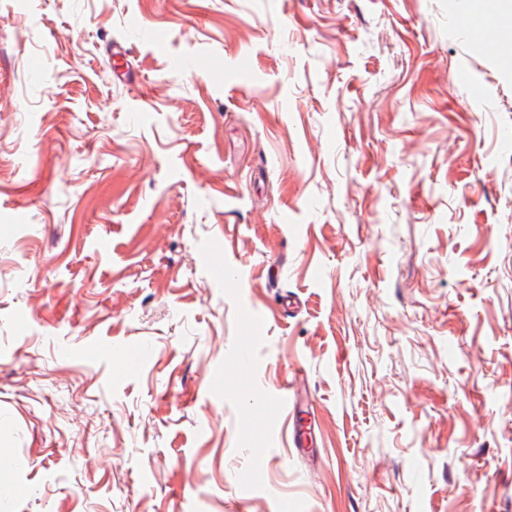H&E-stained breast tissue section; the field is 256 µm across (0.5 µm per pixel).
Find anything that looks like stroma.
Listing matches in <instances>:
<instances>
[{"mask_svg": "<svg viewBox=\"0 0 512 512\" xmlns=\"http://www.w3.org/2000/svg\"><path fill=\"white\" fill-rule=\"evenodd\" d=\"M495 10L0 0V512H512ZM472 35L483 41L487 51L492 55H502L512 52L511 27H498L496 29H477ZM305 376V371L300 367L296 366L294 367L290 374L288 375V381H286L280 388V392L276 397V402L281 403L283 412L286 413V418L288 421V427H289V420L288 415L294 414L295 411V405L292 400V394L295 393L296 385L299 381H301Z\"/></svg>", "mask_w": 512, "mask_h": 512, "instance_id": "stroma-1", "label": "stroma"}]
</instances>
